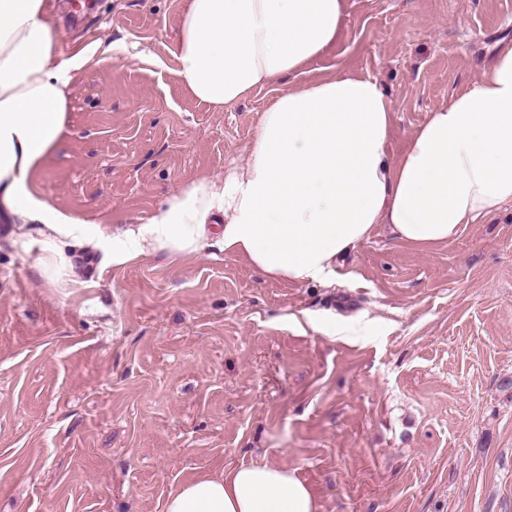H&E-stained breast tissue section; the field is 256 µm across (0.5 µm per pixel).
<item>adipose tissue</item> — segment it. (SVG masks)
Here are the masks:
<instances>
[{"instance_id": "1", "label": "adipose tissue", "mask_w": 512, "mask_h": 512, "mask_svg": "<svg viewBox=\"0 0 512 512\" xmlns=\"http://www.w3.org/2000/svg\"><path fill=\"white\" fill-rule=\"evenodd\" d=\"M344 0H186L174 33L177 74L220 110L286 78L263 112L243 165L172 193L144 223L120 227L65 216L28 188L60 140L71 74L91 58L55 51L50 0H0V212L14 241L40 245L38 272L79 283L80 251L116 265L141 256L179 260L216 248L264 276L320 281L337 260L389 225L433 247L512 204V40L466 91L430 112L398 159L387 146L393 106L370 77H296L331 47ZM164 512H318L294 469L254 461L183 484Z\"/></svg>"}]
</instances>
